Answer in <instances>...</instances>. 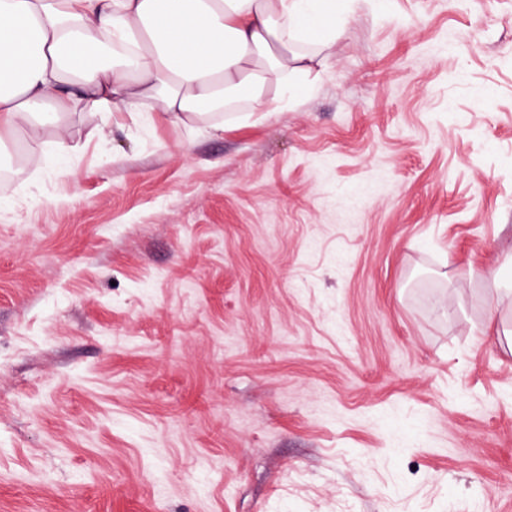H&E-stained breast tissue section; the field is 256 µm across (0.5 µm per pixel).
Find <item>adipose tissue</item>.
I'll list each match as a JSON object with an SVG mask.
<instances>
[{"label":"adipose tissue","instance_id":"1","mask_svg":"<svg viewBox=\"0 0 512 512\" xmlns=\"http://www.w3.org/2000/svg\"><path fill=\"white\" fill-rule=\"evenodd\" d=\"M328 0H0V141L143 103L174 123L268 111L322 65Z\"/></svg>","mask_w":512,"mask_h":512}]
</instances>
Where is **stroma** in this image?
<instances>
[{"mask_svg": "<svg viewBox=\"0 0 512 512\" xmlns=\"http://www.w3.org/2000/svg\"><path fill=\"white\" fill-rule=\"evenodd\" d=\"M222 133L16 131L0 512H512V0H336Z\"/></svg>", "mask_w": 512, "mask_h": 512, "instance_id": "obj_1", "label": "stroma"}]
</instances>
